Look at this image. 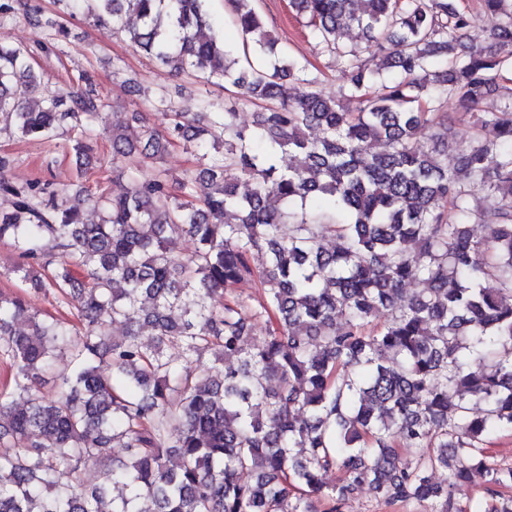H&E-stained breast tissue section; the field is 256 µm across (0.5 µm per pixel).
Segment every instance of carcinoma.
<instances>
[{
	"instance_id": "carcinoma-1",
	"label": "carcinoma",
	"mask_w": 512,
	"mask_h": 512,
	"mask_svg": "<svg viewBox=\"0 0 512 512\" xmlns=\"http://www.w3.org/2000/svg\"><path fill=\"white\" fill-rule=\"evenodd\" d=\"M204 2L93 0L91 10L159 62L273 102L250 126L232 106L177 112L160 98L164 131L145 125L136 145L88 74L60 99L32 50L0 41V112L19 138L70 132L76 172L96 125L110 128L114 161L156 164L178 142L196 155L179 196L157 169L128 174L117 196L81 189L68 201L65 184L12 182L0 156V193L13 198L0 241L20 258L0 276L56 291L83 326L73 338L0 292V354L13 369L0 392V512H318L315 498L340 512L364 487L387 503L487 512L457 503L475 469L502 499L492 512H512V467L477 456L487 434L512 429V104L482 109L512 71V0H481L478 16L458 0H291L349 73L331 99L289 91L317 80L277 50L257 0H230L241 57L210 31ZM20 6L44 49L58 48L66 29L27 0H0V28ZM479 19L490 45L467 46ZM344 29L365 40L340 43ZM372 46L384 55L368 69L360 55ZM451 100L471 135L450 167L453 129L439 107ZM287 152L297 163L284 168ZM479 194L488 224L477 237ZM173 234L196 243L190 257L173 253ZM415 280L427 288L407 293ZM251 282L261 301L224 298ZM209 348L215 363L195 369ZM61 355L70 372L46 400L38 385ZM473 359L485 370L470 371ZM403 448L414 465L400 463ZM93 459L103 470L89 480ZM437 469L448 483L431 481ZM332 470L342 479L328 486Z\"/></svg>"
}]
</instances>
